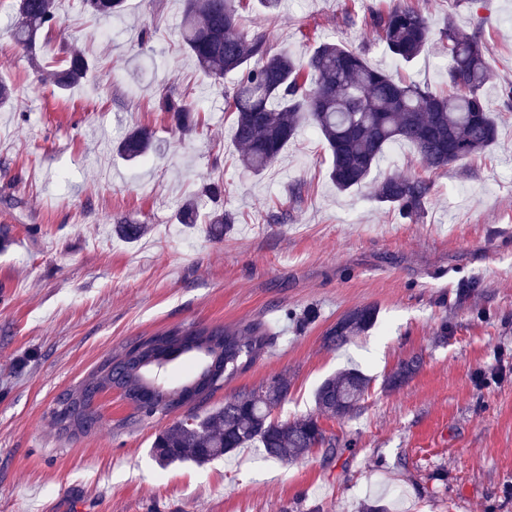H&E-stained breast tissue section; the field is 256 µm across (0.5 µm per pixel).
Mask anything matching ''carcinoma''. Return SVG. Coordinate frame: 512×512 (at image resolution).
<instances>
[{
    "mask_svg": "<svg viewBox=\"0 0 512 512\" xmlns=\"http://www.w3.org/2000/svg\"><path fill=\"white\" fill-rule=\"evenodd\" d=\"M180 35L198 68L215 81L226 74L236 83L224 96L234 113L233 137L240 147L239 164L259 175L277 162L303 127L312 126L325 142L332 162L328 178L340 193L364 186L396 143L411 144L422 165L446 168L488 151L497 141V120L486 106L482 90L491 79L487 48L480 34L447 24L441 39L448 53V82L433 91L372 67L363 51L336 42L314 44L305 59L286 47L274 49L264 30L245 32L241 0H183ZM96 19L123 13L125 0H80ZM11 36L20 49L32 54L38 33L61 24L56 0H14ZM365 26L397 59L410 63L433 42L427 18L405 2L386 13H375ZM90 62L75 47L63 57L50 80L66 92L85 79ZM158 107L168 112L183 135L202 128L199 110L172 93L160 95ZM157 149L153 130L131 129L117 151L133 161ZM431 185L420 178L389 175L373 184L376 202L405 218L424 210ZM234 217L222 208L211 212L208 233L221 239L232 232ZM118 237L135 242L147 232L145 224H115ZM377 320L372 306L356 308L325 336L327 345L340 347L369 330ZM266 331L252 324L240 333L222 326L170 330L141 339L93 369L56 402L52 423L62 432L73 428L91 432L102 414L89 393L122 390L138 415H167L192 398L219 389L224 381L246 370L264 352ZM413 360L403 363L385 380L394 390L415 371ZM370 386V379L351 368L326 378L314 394L318 415L288 421L273 411L288 396V379L271 378L255 391L240 392L203 414L190 412L160 429L151 445L161 468L209 462L258 442L267 457L293 461L310 448L335 444L327 438L318 416L344 418L354 413Z\"/></svg>",
    "mask_w": 512,
    "mask_h": 512,
    "instance_id": "cac0c4a2",
    "label": "carcinoma"
}]
</instances>
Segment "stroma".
Instances as JSON below:
<instances>
[{"label":"stroma","instance_id":"1","mask_svg":"<svg viewBox=\"0 0 512 512\" xmlns=\"http://www.w3.org/2000/svg\"><path fill=\"white\" fill-rule=\"evenodd\" d=\"M400 0H284L270 18L243 8L245 30L304 55L312 40L364 49L371 66L444 87L441 42L413 62L394 59L363 24ZM433 31L446 23L482 35L493 71L484 87L496 144L442 170L392 145L380 170L422 177L419 219L377 203L370 187L340 193L330 158L304 128L263 174L246 173L220 86L187 55L182 0H128L107 21L79 0H58L60 28L36 58L10 34L13 0H0V81L19 110H0V512H512V0H413ZM153 38L140 44L142 30ZM74 45L92 61L61 93L46 74ZM192 101L204 122L188 138L159 110L161 93ZM160 149L127 162L113 146L133 126ZM221 184L235 229L206 231V183ZM301 197H293L294 187ZM197 198V224H179ZM148 225L130 244L118 222ZM469 295H461L463 285ZM375 306L377 321L340 347L324 343L346 312ZM260 322L272 340L249 368L191 403L205 413L284 374L281 421L315 413L314 391L348 368L371 380L359 409L321 418L340 452L313 448L291 463L258 444L198 467L160 469L150 455L171 416L130 425L134 408L105 395L99 427L61 434L59 395L135 341L175 328ZM418 368L401 388L385 378Z\"/></svg>","mask_w":512,"mask_h":512}]
</instances>
